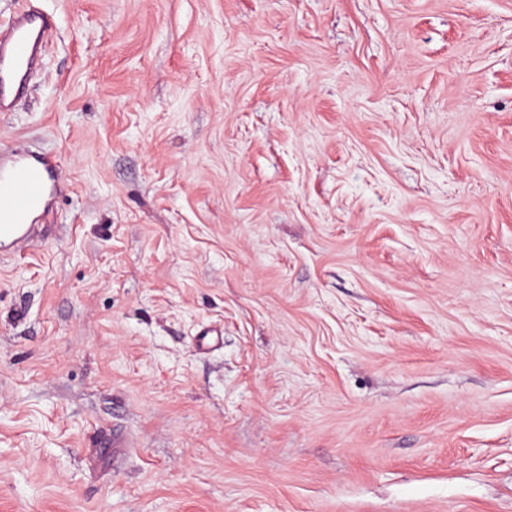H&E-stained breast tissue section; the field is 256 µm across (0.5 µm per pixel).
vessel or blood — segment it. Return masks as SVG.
Masks as SVG:
<instances>
[{
  "label": "vessel or blood",
  "instance_id": "1",
  "mask_svg": "<svg viewBox=\"0 0 512 512\" xmlns=\"http://www.w3.org/2000/svg\"><path fill=\"white\" fill-rule=\"evenodd\" d=\"M52 26L43 12L27 8L0 26V112L10 109L28 73L40 62L43 37ZM57 162L45 155L0 150V242L28 247L36 221L47 215V199L57 189Z\"/></svg>",
  "mask_w": 512,
  "mask_h": 512
}]
</instances>
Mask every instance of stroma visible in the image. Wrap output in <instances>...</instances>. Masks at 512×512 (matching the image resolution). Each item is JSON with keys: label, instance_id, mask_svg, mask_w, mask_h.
<instances>
[{"label": "stroma", "instance_id": "obj_1", "mask_svg": "<svg viewBox=\"0 0 512 512\" xmlns=\"http://www.w3.org/2000/svg\"><path fill=\"white\" fill-rule=\"evenodd\" d=\"M30 3L0 512H512V0ZM57 162L46 155L0 150V244L28 247L36 221L47 215V198L57 189Z\"/></svg>", "mask_w": 512, "mask_h": 512}]
</instances>
